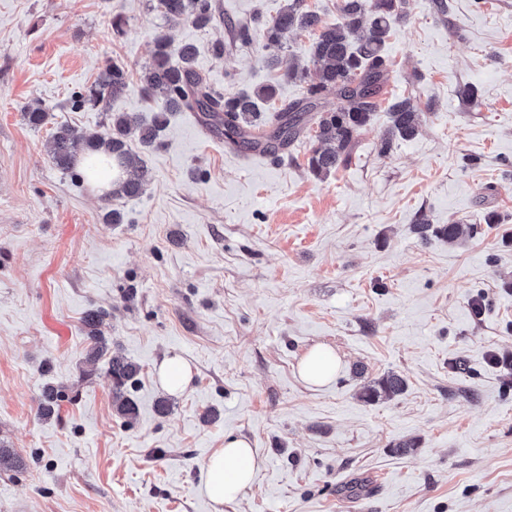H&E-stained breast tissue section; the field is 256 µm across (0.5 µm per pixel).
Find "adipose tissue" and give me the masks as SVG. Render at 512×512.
<instances>
[{
	"label": "adipose tissue",
	"instance_id": "obj_1",
	"mask_svg": "<svg viewBox=\"0 0 512 512\" xmlns=\"http://www.w3.org/2000/svg\"><path fill=\"white\" fill-rule=\"evenodd\" d=\"M339 368L335 351L318 345L302 357L299 375L309 384L322 386L335 378ZM261 464V456L247 439L225 436L223 448L214 451L205 464L204 495L218 505L235 501L252 484Z\"/></svg>",
	"mask_w": 512,
	"mask_h": 512
}]
</instances>
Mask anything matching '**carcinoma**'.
<instances>
[{"label":"carcinoma","mask_w":512,"mask_h":512,"mask_svg":"<svg viewBox=\"0 0 512 512\" xmlns=\"http://www.w3.org/2000/svg\"><path fill=\"white\" fill-rule=\"evenodd\" d=\"M406 6L407 0H339L340 21L330 23L311 9L306 0H288L286 7L269 19L256 15L254 24L261 28L269 44L281 43L292 32L311 33L308 55L317 75V81L308 83L306 67L289 65L286 76L304 84L303 97L274 111L262 123L257 122L259 102L275 100V86L224 94L214 91L195 68V46L185 44L173 49L168 36L158 32L153 37L152 61L143 68L141 83L146 95H162L160 113L150 123L127 113L114 115L105 137L60 126L52 135V161L62 170L73 171L77 167L78 143H83L88 151L102 149L123 172L112 196L135 198L142 192V175L129 145L130 134L138 131L139 142L150 146L165 125L164 114L185 111L197 113L206 127L221 133L228 143L245 152L265 153L282 148L314 125L315 139L321 146L312 149L308 169L317 177L325 176L349 159L357 136L373 123L378 97L390 75L385 43L392 23L405 17ZM157 8L167 18L189 21L198 27H206L215 20L211 0H157ZM125 87V69L114 62L100 74L93 87L71 94V106H94L122 93ZM327 90L336 93V103L327 105L322 101ZM387 114L389 125L380 140L383 154L391 150L395 140L416 137L423 124V113L406 99L389 104ZM412 230L423 241L440 237L453 243L461 235L460 225L435 226L425 215L416 220ZM103 316L102 310L92 309L84 317L88 356L94 360L108 357L116 411L133 420L137 405L125 395L124 388L136 379L140 367L121 352L109 349L98 331ZM405 388L402 376L388 373L363 387L361 398L367 403L375 402L398 396ZM58 398L55 386L44 387L38 416H52L59 407ZM20 467L19 457L0 445V474L8 475Z\"/></svg>","instance_id":"carcinoma-1"}]
</instances>
